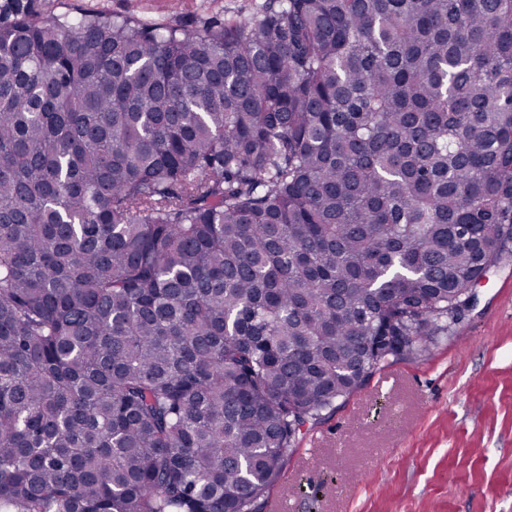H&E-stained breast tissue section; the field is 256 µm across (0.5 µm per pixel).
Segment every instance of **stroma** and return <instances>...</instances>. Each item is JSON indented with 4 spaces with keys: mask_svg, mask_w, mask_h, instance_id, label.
Listing matches in <instances>:
<instances>
[{
    "mask_svg": "<svg viewBox=\"0 0 512 512\" xmlns=\"http://www.w3.org/2000/svg\"><path fill=\"white\" fill-rule=\"evenodd\" d=\"M269 0H0L45 16L151 23L257 18ZM276 491L286 512H512V264L422 360H404L312 425Z\"/></svg>",
    "mask_w": 512,
    "mask_h": 512,
    "instance_id": "1",
    "label": "stroma"
}]
</instances>
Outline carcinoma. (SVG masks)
Listing matches in <instances>:
<instances>
[{
  "label": "carcinoma",
  "mask_w": 512,
  "mask_h": 512,
  "mask_svg": "<svg viewBox=\"0 0 512 512\" xmlns=\"http://www.w3.org/2000/svg\"><path fill=\"white\" fill-rule=\"evenodd\" d=\"M512 0L0 24V512H253L512 261Z\"/></svg>",
  "instance_id": "obj_1"
}]
</instances>
